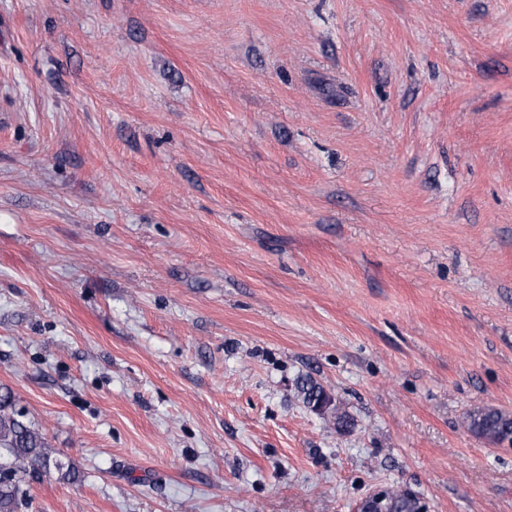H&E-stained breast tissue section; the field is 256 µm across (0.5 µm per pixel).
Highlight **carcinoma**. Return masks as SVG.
<instances>
[{
    "instance_id": "cac0c4a2",
    "label": "carcinoma",
    "mask_w": 512,
    "mask_h": 512,
    "mask_svg": "<svg viewBox=\"0 0 512 512\" xmlns=\"http://www.w3.org/2000/svg\"><path fill=\"white\" fill-rule=\"evenodd\" d=\"M297 396L312 408L329 396L316 380L306 377L296 382ZM467 429L491 444L512 443V413L493 406L476 407L466 416ZM10 469L13 476L0 478V512H23L31 500L32 484L54 469L65 478L76 476L59 452L51 448L45 437L25 413L16 408L12 393L0 392V472ZM419 497L409 491L396 490L385 495L382 512H420Z\"/></svg>"
}]
</instances>
